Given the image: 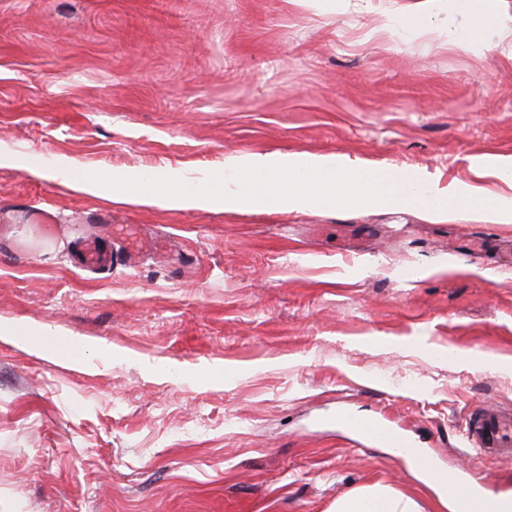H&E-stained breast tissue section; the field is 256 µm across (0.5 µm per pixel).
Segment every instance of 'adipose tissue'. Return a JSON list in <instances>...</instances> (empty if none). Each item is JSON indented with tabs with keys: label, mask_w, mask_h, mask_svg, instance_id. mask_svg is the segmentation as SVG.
<instances>
[{
	"label": "adipose tissue",
	"mask_w": 512,
	"mask_h": 512,
	"mask_svg": "<svg viewBox=\"0 0 512 512\" xmlns=\"http://www.w3.org/2000/svg\"><path fill=\"white\" fill-rule=\"evenodd\" d=\"M452 10L466 16L467 21L463 27L447 33L442 24ZM399 25L428 37H449L454 45L464 49L478 45L491 52L498 44L512 43L511 15L473 9L468 0H424L422 8L408 18L384 15L378 29L385 32ZM488 32L495 34V41H485ZM333 512H419V505L410 496L377 487L339 497Z\"/></svg>",
	"instance_id": "ef3b65f1"
}]
</instances>
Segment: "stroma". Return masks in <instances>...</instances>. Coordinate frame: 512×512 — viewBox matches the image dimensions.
Masks as SVG:
<instances>
[{
	"mask_svg": "<svg viewBox=\"0 0 512 512\" xmlns=\"http://www.w3.org/2000/svg\"><path fill=\"white\" fill-rule=\"evenodd\" d=\"M418 2L0 0V225L60 226L37 253L0 232V512H331L375 484L448 512L323 423L349 394L453 474L469 414L512 409V183L476 163L512 161V48L376 32ZM256 155L412 173L502 210L241 214L71 187ZM116 224L197 261L79 270L76 243ZM49 328L71 347L35 343Z\"/></svg>",
	"mask_w": 512,
	"mask_h": 512,
	"instance_id": "stroma-1",
	"label": "stroma"
}]
</instances>
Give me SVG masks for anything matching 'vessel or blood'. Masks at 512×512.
<instances>
[{
	"label": "vessel or blood",
	"mask_w": 512,
	"mask_h": 512,
	"mask_svg": "<svg viewBox=\"0 0 512 512\" xmlns=\"http://www.w3.org/2000/svg\"><path fill=\"white\" fill-rule=\"evenodd\" d=\"M112 248H104L94 239L83 241L79 266L88 272L109 271L133 265L144 242L136 227L126 225L117 229ZM328 424L340 427L360 445H380L389 448L392 458L402 464H413L425 481L436 487L446 486L448 469L435 457L428 455L400 426L386 422L379 414H362L343 404L328 415ZM469 448L477 459L490 456H512V414L480 408L474 411L466 431ZM455 480L461 512H512V490L498 491L496 499L487 498L484 483L477 467L457 474Z\"/></svg>",
	"instance_id": "b4317fda"
}]
</instances>
